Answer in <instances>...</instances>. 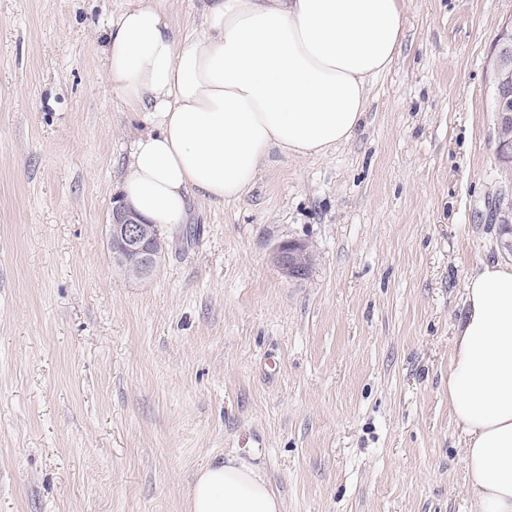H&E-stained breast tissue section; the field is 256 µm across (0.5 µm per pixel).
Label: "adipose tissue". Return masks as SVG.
<instances>
[{
    "label": "adipose tissue",
    "instance_id": "adipose-tissue-1",
    "mask_svg": "<svg viewBox=\"0 0 512 512\" xmlns=\"http://www.w3.org/2000/svg\"><path fill=\"white\" fill-rule=\"evenodd\" d=\"M404 0H201L175 36L167 0L113 19L104 76L146 124L122 202L147 223H186L191 199H241L272 150L324 156L362 122L369 83L404 40ZM448 404L463 437L470 512H512V264L467 277ZM189 512H284L266 471L242 458L196 476Z\"/></svg>",
    "mask_w": 512,
    "mask_h": 512
}]
</instances>
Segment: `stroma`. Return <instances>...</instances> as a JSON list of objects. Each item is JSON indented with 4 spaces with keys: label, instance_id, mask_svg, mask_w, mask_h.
Instances as JSON below:
<instances>
[{
    "label": "stroma",
    "instance_id": "35a3bbf8",
    "mask_svg": "<svg viewBox=\"0 0 512 512\" xmlns=\"http://www.w3.org/2000/svg\"><path fill=\"white\" fill-rule=\"evenodd\" d=\"M130 0H0V512H188L212 459L285 512H469L448 405L466 278L502 260L494 41L512 0H406L354 136L193 200L147 278L109 222L145 124L103 77ZM308 241L290 281L276 244ZM272 261L284 278L301 280L309 274L313 261V249L305 240L283 241L274 247Z\"/></svg>",
    "mask_w": 512,
    "mask_h": 512
}]
</instances>
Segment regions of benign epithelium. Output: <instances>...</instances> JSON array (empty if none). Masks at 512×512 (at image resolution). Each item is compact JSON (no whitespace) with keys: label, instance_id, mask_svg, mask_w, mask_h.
<instances>
[{"label":"benign epithelium","instance_id":"benign-epithelium-1","mask_svg":"<svg viewBox=\"0 0 512 512\" xmlns=\"http://www.w3.org/2000/svg\"><path fill=\"white\" fill-rule=\"evenodd\" d=\"M498 38V52L493 61L494 114L495 127L501 129L512 123V22L502 26ZM501 189L498 201L489 207L490 224L497 223L496 211L512 210V184L504 183ZM109 241L113 259L127 274L138 279L150 275L156 250L165 247L161 229L141 222L122 204L112 208ZM272 261L284 278L301 280L309 274L313 249L305 240L283 241L274 247Z\"/></svg>","mask_w":512,"mask_h":512}]
</instances>
